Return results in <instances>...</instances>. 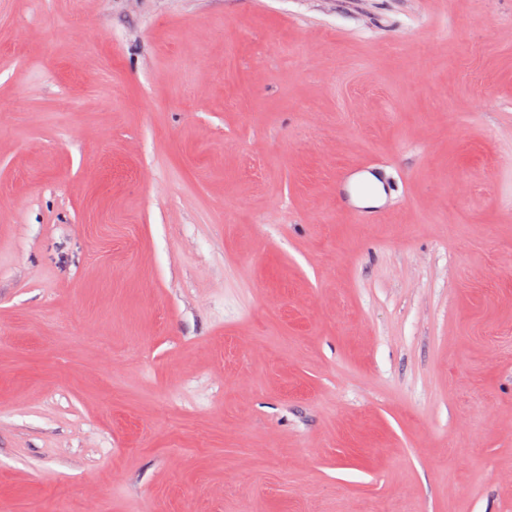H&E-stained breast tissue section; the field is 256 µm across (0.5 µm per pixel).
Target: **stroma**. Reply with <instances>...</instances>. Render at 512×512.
Returning a JSON list of instances; mask_svg holds the SVG:
<instances>
[{"label":"stroma","mask_w":512,"mask_h":512,"mask_svg":"<svg viewBox=\"0 0 512 512\" xmlns=\"http://www.w3.org/2000/svg\"><path fill=\"white\" fill-rule=\"evenodd\" d=\"M0 512H512V0H0Z\"/></svg>","instance_id":"obj_1"}]
</instances>
